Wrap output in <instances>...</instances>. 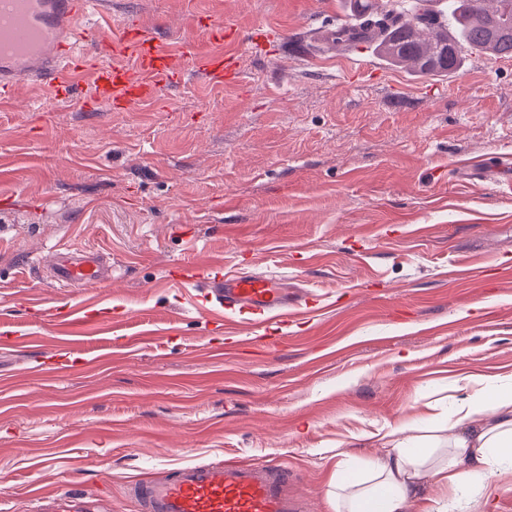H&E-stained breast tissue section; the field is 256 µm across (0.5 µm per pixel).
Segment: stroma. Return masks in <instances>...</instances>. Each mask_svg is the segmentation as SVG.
<instances>
[{"instance_id":"stroma-1","label":"stroma","mask_w":512,"mask_h":512,"mask_svg":"<svg viewBox=\"0 0 512 512\" xmlns=\"http://www.w3.org/2000/svg\"><path fill=\"white\" fill-rule=\"evenodd\" d=\"M349 0H112L113 16L195 50L233 25L240 82L187 71L130 112L21 93L0 109V512L105 499L188 463L287 466L335 512L343 466L445 415L464 374H512V59L473 52L420 77L372 47L312 52ZM103 254L112 280L59 288L53 254ZM272 273L316 294L302 323L213 330L171 267ZM122 308L58 332L51 307ZM279 339L269 351L265 335ZM459 512H512L491 474Z\"/></svg>"}]
</instances>
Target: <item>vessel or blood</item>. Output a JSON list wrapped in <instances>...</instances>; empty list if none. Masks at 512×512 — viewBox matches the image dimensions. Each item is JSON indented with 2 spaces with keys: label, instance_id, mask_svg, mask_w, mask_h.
Returning a JSON list of instances; mask_svg holds the SVG:
<instances>
[{
  "label": "vessel or blood",
  "instance_id": "b4317fda",
  "mask_svg": "<svg viewBox=\"0 0 512 512\" xmlns=\"http://www.w3.org/2000/svg\"><path fill=\"white\" fill-rule=\"evenodd\" d=\"M217 49L184 59L167 43L112 16V0H0V104L12 103L21 89L37 86L68 98L82 78H90L88 107L104 103L120 111L155 100L161 88L179 84L186 69L211 83L237 81L234 59L225 55L233 27L214 20L202 23ZM316 48L329 53L360 46V38L337 40L335 28L322 25L312 34ZM177 282L192 290L191 301L212 303L211 314L253 327L287 321L289 312H306L312 299L289 298L278 276L269 273L209 272L177 268ZM51 276L60 287L102 286L105 266L91 253L56 251ZM67 329L100 318L97 310L54 309ZM283 466L265 463L186 464L166 479H143L127 489L140 512H306L304 502L289 494Z\"/></svg>",
  "mask_w": 512,
  "mask_h": 512
}]
</instances>
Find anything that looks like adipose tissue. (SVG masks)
<instances>
[{
  "label": "adipose tissue",
  "mask_w": 512,
  "mask_h": 512,
  "mask_svg": "<svg viewBox=\"0 0 512 512\" xmlns=\"http://www.w3.org/2000/svg\"><path fill=\"white\" fill-rule=\"evenodd\" d=\"M461 382L454 410L441 421L448 439H424L413 423L388 432V451L369 473L338 471L329 491L336 512H402L419 496L426 465L437 485L454 491L486 489L495 465H505L512 476V382L474 376Z\"/></svg>",
  "instance_id": "1"
}]
</instances>
